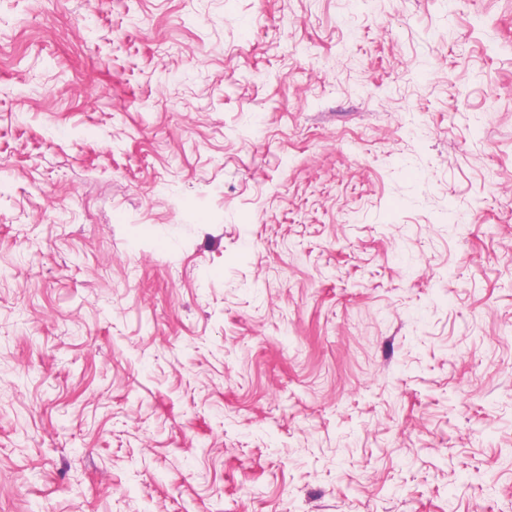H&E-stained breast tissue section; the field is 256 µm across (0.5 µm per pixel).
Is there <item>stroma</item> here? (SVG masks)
<instances>
[{
  "instance_id": "35a3bbf8",
  "label": "stroma",
  "mask_w": 512,
  "mask_h": 512,
  "mask_svg": "<svg viewBox=\"0 0 512 512\" xmlns=\"http://www.w3.org/2000/svg\"><path fill=\"white\" fill-rule=\"evenodd\" d=\"M0 512H512V0H0Z\"/></svg>"
}]
</instances>
